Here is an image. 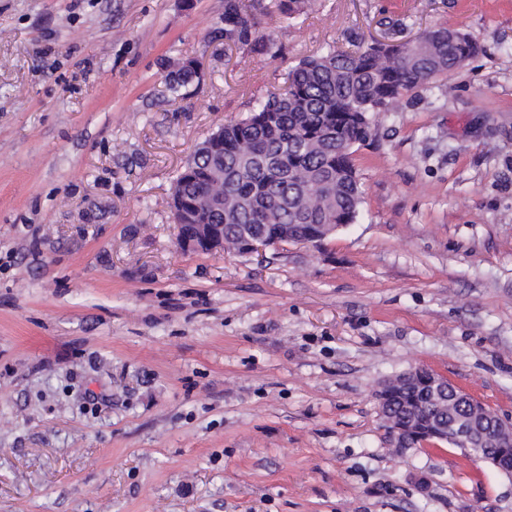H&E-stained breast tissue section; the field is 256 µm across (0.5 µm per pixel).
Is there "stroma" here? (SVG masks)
I'll return each instance as SVG.
<instances>
[{
    "mask_svg": "<svg viewBox=\"0 0 512 512\" xmlns=\"http://www.w3.org/2000/svg\"><path fill=\"white\" fill-rule=\"evenodd\" d=\"M0 0V512H512V475L395 447L412 367L512 419V0ZM450 23L481 46L355 146L360 217L187 253L171 186L306 55ZM192 60L179 93L165 77ZM252 1L224 0V40L238 47L259 43L262 50L269 53L276 43L271 34L256 35L259 25L256 13L262 7L257 3L260 0Z\"/></svg>",
    "mask_w": 512,
    "mask_h": 512,
    "instance_id": "obj_1",
    "label": "stroma"
}]
</instances>
